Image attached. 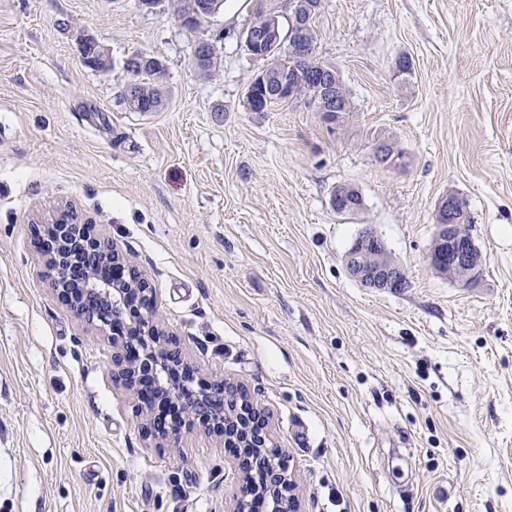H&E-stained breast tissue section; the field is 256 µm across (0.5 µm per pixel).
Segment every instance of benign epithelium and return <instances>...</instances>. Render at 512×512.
<instances>
[{"label":"benign epithelium","instance_id":"obj_1","mask_svg":"<svg viewBox=\"0 0 512 512\" xmlns=\"http://www.w3.org/2000/svg\"><path fill=\"white\" fill-rule=\"evenodd\" d=\"M320 5V0H281V15L289 20V33L284 35L275 27L250 28L248 54L265 60L288 44L294 54L307 55L298 36L309 28L311 16ZM313 78L323 94L321 110L337 111L346 98L338 72L322 69ZM265 90L278 97L292 93L282 71L269 77ZM456 206V194L452 192L438 201L429 259L438 272L468 282L482 266L483 258L462 225L450 222ZM81 223L77 209L69 206L50 223L32 226L31 241L53 267L50 286L58 299L112 341V379L134 395L142 393L147 380L155 405L170 401L181 408V415L175 420L159 417L155 407L145 408L139 414L142 434L162 448H176L182 434L199 425L233 450L238 485L230 512H251L257 489L267 500V512H300L289 455L280 448L277 457H268V450L273 447L268 417L246 387L227 380L196 379V368L168 342L170 334L159 327L150 308L141 304L136 316H128L132 299L153 298L149 280L135 264L108 239L90 235L86 248L98 258L124 267L128 276L117 284L88 272L81 281L70 283L63 239ZM344 261L351 277L365 288L396 291L408 287L403 269L388 257L383 240L370 229L356 238Z\"/></svg>","mask_w":512,"mask_h":512}]
</instances>
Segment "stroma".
Instances as JSON below:
<instances>
[{
    "label": "stroma",
    "instance_id": "obj_1",
    "mask_svg": "<svg viewBox=\"0 0 512 512\" xmlns=\"http://www.w3.org/2000/svg\"><path fill=\"white\" fill-rule=\"evenodd\" d=\"M252 16L224 0L187 31L170 0H0V512H224L235 492L201 430L150 446L111 343L50 288L30 227L68 203L138 263L200 376L254 391L303 512H512V0H322L337 124L302 100L246 111ZM219 32L205 79L193 45ZM136 50L166 67L149 117L122 99ZM342 185L357 214L332 208ZM450 192L484 258L467 284L429 261ZM368 228L408 288L349 275Z\"/></svg>",
    "mask_w": 512,
    "mask_h": 512
}]
</instances>
